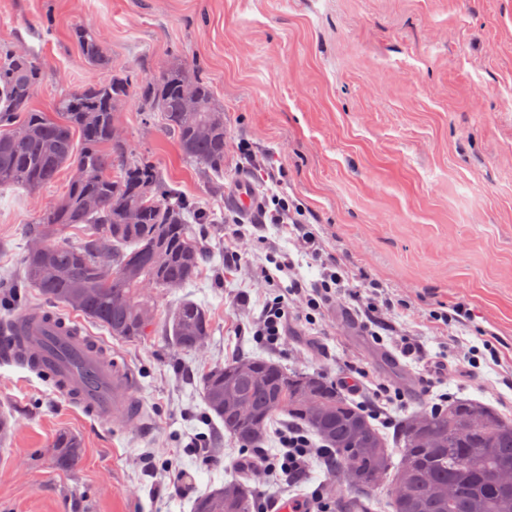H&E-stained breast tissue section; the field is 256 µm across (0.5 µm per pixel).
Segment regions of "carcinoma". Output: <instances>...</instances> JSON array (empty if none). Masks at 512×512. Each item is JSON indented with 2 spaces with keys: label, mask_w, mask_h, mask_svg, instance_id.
Returning a JSON list of instances; mask_svg holds the SVG:
<instances>
[{
  "label": "carcinoma",
  "mask_w": 512,
  "mask_h": 512,
  "mask_svg": "<svg viewBox=\"0 0 512 512\" xmlns=\"http://www.w3.org/2000/svg\"><path fill=\"white\" fill-rule=\"evenodd\" d=\"M73 36L84 60L110 77L60 99L56 118L34 107L43 80L36 57L0 49V187L38 193L62 170L70 172L65 189L28 227L22 280L4 284V298L25 288L75 309L114 337L143 339L157 328L155 316L144 314L153 305L143 285L182 288L193 281L210 259L193 225L211 219L164 187L150 162L131 156L127 140L118 137L130 72L112 63L100 32L83 26ZM187 85L196 96L192 111L182 108ZM137 95L144 111L161 114L186 157L206 173L224 172V107L189 63L171 58L137 84ZM132 210L135 224L128 223ZM76 224L84 225V237L73 246L64 233ZM212 331L208 311L192 301L180 303L165 323L172 344L184 352ZM200 385L208 411L245 448L263 444L269 424L282 414L334 449L353 489L344 512H373L368 489L381 482L389 485L393 512H512V482L504 480L512 474V419L478 400L409 416L397 435L401 459L395 464L369 414L318 374L244 356L209 369ZM241 403L249 414L235 413ZM52 448L59 463L71 465L80 444L61 433ZM254 497L244 483H227L199 495L193 512H252Z\"/></svg>",
  "instance_id": "1"
}]
</instances>
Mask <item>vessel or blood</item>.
Returning <instances> with one entry per match:
<instances>
[{
    "mask_svg": "<svg viewBox=\"0 0 512 512\" xmlns=\"http://www.w3.org/2000/svg\"><path fill=\"white\" fill-rule=\"evenodd\" d=\"M257 203L254 185L238 179L225 206L249 214ZM21 337H0V362L18 364L50 382L64 400L103 426L139 427L143 404L139 383L92 336L49 310L17 316Z\"/></svg>",
    "mask_w": 512,
    "mask_h": 512,
    "instance_id": "1",
    "label": "vessel or blood"
}]
</instances>
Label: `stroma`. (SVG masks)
<instances>
[{
	"label": "stroma",
	"mask_w": 512,
	"mask_h": 512,
	"mask_svg": "<svg viewBox=\"0 0 512 512\" xmlns=\"http://www.w3.org/2000/svg\"><path fill=\"white\" fill-rule=\"evenodd\" d=\"M80 26L98 29L114 63L137 80L182 56L224 107V173L210 179L137 95L119 112L133 156L149 158L212 218L200 228L210 261L185 287L152 290L157 319L190 300L208 310L213 332L182 352L163 333L118 340L78 317L138 377L146 423L138 432L98 425L34 372L0 364L8 420L0 512H192L198 495L239 478L241 464L280 451L274 436L242 447L207 416L201 376L242 355L321 374L355 402L365 394L343 385L346 365L365 368L403 395L379 426L389 437L443 393L512 409V386L493 366L476 378L429 375L393 337L379 344L351 326L342 307L327 312L326 325L294 323L277 345L257 340L264 295L256 281L270 250L293 249L278 226L261 229L240 267L224 265L233 215L225 192L244 176L260 196L270 193L263 171L238 153L246 144L283 168L284 191L330 255L410 302L395 324L411 326L429 358L451 362L485 340L512 358V0H0V45L37 58L35 104L48 114L68 92L105 78L83 59L73 37ZM68 179L61 173L34 195L0 188V282L19 276L28 225ZM456 303L470 319L440 334L430 312ZM62 433L81 443L69 468L51 448ZM169 458L188 478L182 490L161 468ZM250 484L256 512L321 484L338 499L351 493L316 460L295 488Z\"/></svg>",
	"instance_id": "obj_1"
}]
</instances>
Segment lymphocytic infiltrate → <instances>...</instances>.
<instances>
[{"instance_id": "f902f5d3", "label": "lymphocytic infiltrate", "mask_w": 512, "mask_h": 512, "mask_svg": "<svg viewBox=\"0 0 512 512\" xmlns=\"http://www.w3.org/2000/svg\"><path fill=\"white\" fill-rule=\"evenodd\" d=\"M272 210L262 211V221L280 225L289 234L294 247L310 255L321 267L320 279L309 286L298 278L292 279L287 294L266 299L257 320L254 334L259 341L278 344L288 333V315L304 310L307 321H315L322 306L329 302L354 301L367 321L374 325H387L398 312L409 310L407 301L393 297L383 284L375 279L358 278L340 258L324 253V245L318 232L299 219L300 209L290 200L273 197ZM282 452L277 457H263L255 462L256 470L269 476L291 478L304 471L311 458L328 457L330 448L317 444L300 431L291 429L280 433Z\"/></svg>"}]
</instances>
